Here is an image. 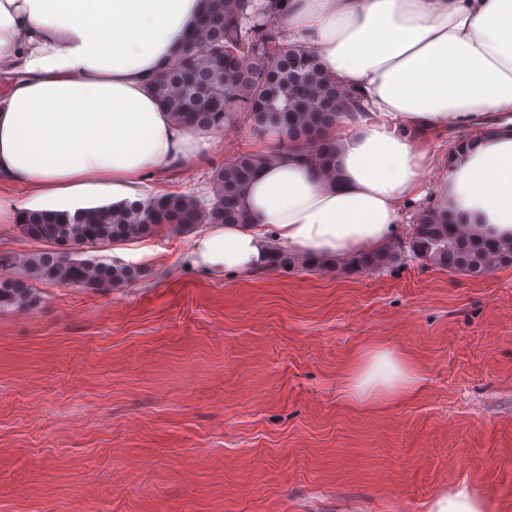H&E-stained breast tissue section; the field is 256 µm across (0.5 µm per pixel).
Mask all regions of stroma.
Segmentation results:
<instances>
[{
  "mask_svg": "<svg viewBox=\"0 0 512 512\" xmlns=\"http://www.w3.org/2000/svg\"><path fill=\"white\" fill-rule=\"evenodd\" d=\"M148 179L207 197L256 138ZM407 210L391 268L207 273L168 228L98 248L149 277L39 284L0 311V512H429L464 481L512 512V266L475 278L416 257ZM0 224V278L45 250ZM405 355L411 395L346 396L366 348Z\"/></svg>",
  "mask_w": 512,
  "mask_h": 512,
  "instance_id": "1",
  "label": "stroma"
}]
</instances>
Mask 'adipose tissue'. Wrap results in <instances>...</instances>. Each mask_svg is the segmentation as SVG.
Here are the masks:
<instances>
[{"mask_svg":"<svg viewBox=\"0 0 512 512\" xmlns=\"http://www.w3.org/2000/svg\"><path fill=\"white\" fill-rule=\"evenodd\" d=\"M208 0H0V223L145 197L149 177L217 149L151 89ZM286 44L313 51L347 92L332 175L278 153L246 193L247 222L199 236L205 272L265 269L271 246L329 262L393 243L407 204L431 195L470 229L512 239V0H289ZM471 130L433 185L420 138ZM420 384L405 357L366 351L358 401Z\"/></svg>","mask_w":512,"mask_h":512,"instance_id":"obj_1","label":"adipose tissue"}]
</instances>
